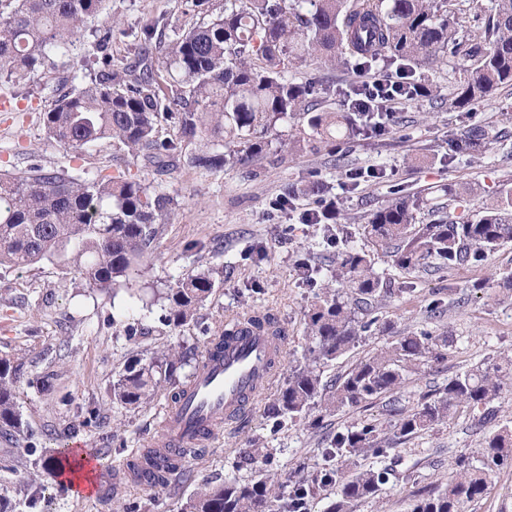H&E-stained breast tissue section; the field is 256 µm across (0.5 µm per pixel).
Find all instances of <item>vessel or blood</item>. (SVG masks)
<instances>
[{
    "label": "vessel or blood",
    "instance_id": "b4317fda",
    "mask_svg": "<svg viewBox=\"0 0 512 512\" xmlns=\"http://www.w3.org/2000/svg\"><path fill=\"white\" fill-rule=\"evenodd\" d=\"M285 343L282 336L245 331L226 343L222 352L206 354L182 401L165 411L154 456L199 443L222 421L244 417L276 374Z\"/></svg>",
    "mask_w": 512,
    "mask_h": 512
}]
</instances>
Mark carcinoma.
I'll use <instances>...</instances> for the list:
<instances>
[{
  "label": "carcinoma",
  "instance_id": "1",
  "mask_svg": "<svg viewBox=\"0 0 512 512\" xmlns=\"http://www.w3.org/2000/svg\"><path fill=\"white\" fill-rule=\"evenodd\" d=\"M494 13L482 28L461 35L451 17L461 0H193L202 21L176 29L163 43L161 57L138 59L120 74L112 69V28L95 30L92 48L99 64L90 82L66 92L44 112L47 136L77 153L110 139L127 154L143 158L162 172L183 151L199 168L248 169L270 153L273 143L292 150L302 142L312 151L387 127L390 112L316 111L329 89L320 81L289 76L307 56L354 73L380 65L405 74L452 55L463 74L448 97L464 107L485 99L512 82V0H495ZM102 0H0V78L24 87L41 84L51 55L66 49L101 11ZM413 99L431 98L437 86L425 78L406 85ZM177 130L159 136L160 119ZM291 127L286 132L284 128ZM499 149L512 156V140L495 126L473 127L448 140V158L483 156ZM319 179L287 187L280 202L299 197L320 202L314 222L336 223V199ZM176 198L156 190L146 179L126 171L104 179H84L65 168L46 171L38 165L22 175L0 173V267L22 269L49 262L79 272L89 287L108 293L148 260L161 225L168 223ZM427 210L428 221L417 218ZM372 246L391 254L407 273L433 266L452 269L478 265L512 241V188L485 208L475 221L449 218L443 208L424 200L396 198L377 208L363 224ZM334 278L348 284L344 298L326 288L304 315L310 340L308 356L296 367L271 404L273 426L309 416L333 414L398 392L407 373L425 361L442 363L448 338L410 332L385 350L356 364L326 390L318 367L344 355L360 333L377 323L362 321L373 303L390 293L374 271L368 251L350 241L336 253ZM216 281L205 272H187L162 292L164 321L175 331L188 323L213 294ZM254 328L281 333L277 316L252 310L240 315ZM187 353L168 349L132 360L110 388L112 403L126 409L150 404L171 383ZM18 367L0 358V434L9 441L25 430L16 406ZM512 387V358L456 374L441 397L411 409L394 411V436L407 438L431 429L461 409L480 412ZM384 428L365 423L336 433L323 458H338L348 473L324 469L296 482L283 498L284 485L266 474L252 483L228 480L207 484L190 498L185 512H304L318 483L337 484L329 512H349L356 500L375 497L387 483L385 469H358L356 457L366 448L378 456ZM512 462V427L488 435L481 456L459 455L448 485L417 496L410 512H467L486 492L494 468ZM177 464L148 463L142 480L161 485Z\"/></svg>",
  "mask_w": 512,
  "mask_h": 512
}]
</instances>
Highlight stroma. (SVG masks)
<instances>
[{
  "label": "stroma",
  "mask_w": 512,
  "mask_h": 512,
  "mask_svg": "<svg viewBox=\"0 0 512 512\" xmlns=\"http://www.w3.org/2000/svg\"><path fill=\"white\" fill-rule=\"evenodd\" d=\"M111 18L121 22L112 33V66L120 70L139 53L159 56L158 42L139 38L144 24L161 20L172 28L190 27L202 16L192 0H103L96 28ZM92 41L91 34H84L67 52L52 56L34 93L0 82V169L22 172L36 163L46 169L71 166L90 179L117 173L125 157L118 143H95L75 158L50 140L43 126V114L58 95L88 81L95 68ZM429 77L441 89L439 98L397 105L392 128L340 145L333 156L322 150L291 155L280 163L267 159L252 173L182 165L160 173L143 158L131 159L132 170L176 197L179 205L143 272L122 285L116 297L93 293L76 271L50 263L0 269V358H10L19 369L18 406L28 426L14 443L0 438V457L21 460L17 473L0 478V494L16 512H26L24 502L35 485L43 494V512H126L130 505L136 512H181L205 483H247L264 472L290 485L322 469L321 451L336 432L370 421L387 424L392 406L409 409L422 397H439L456 373L512 356V292L490 299L477 288L512 272V242L482 266L449 273H404L378 252L374 269L389 280L393 293L376 309L377 323L355 347L321 366L323 383H334L398 337L421 330L448 337L446 361L420 366L408 374L399 393L324 416L319 426L301 419L279 431L271 429L274 395L305 362L309 341L304 314L330 283L336 258V246L326 240L322 225L301 221L302 213L314 208L313 200L301 198L275 208L286 186L315 176L330 183L342 207L341 237L363 247L364 215L391 198L420 197L444 205L443 187L465 185L470 192L455 213L473 220L512 180L510 156L448 155L449 137L470 127L494 125L512 132V87L458 109L446 95L447 87L460 79L454 61ZM302 263L312 269L311 280L300 278ZM189 270L211 273L216 288L194 320L173 332L163 324V306L152 303V292ZM250 308L271 311L287 330L279 374L246 417L221 423L201 452L186 455L167 485L133 484L116 494L105 490L80 500L72 494L58 496L48 467H33V449L63 448L73 441L96 449L106 474L133 452L148 448L166 398L158 396L134 410L111 405L108 392L118 373L132 357L178 343L189 352L188 365L178 372L179 379H186L204 358L203 328ZM130 324L136 328L132 336L126 332ZM488 409V423L478 424L460 411L434 429L394 440L386 456L361 454L360 467L388 469L389 479L378 496L354 503L351 512H409L421 491L447 483L455 455H479L486 436L512 422V391L503 392ZM253 446L269 449L267 463L251 459ZM470 512H512V464L496 470Z\"/></svg>",
  "instance_id": "obj_1"
}]
</instances>
